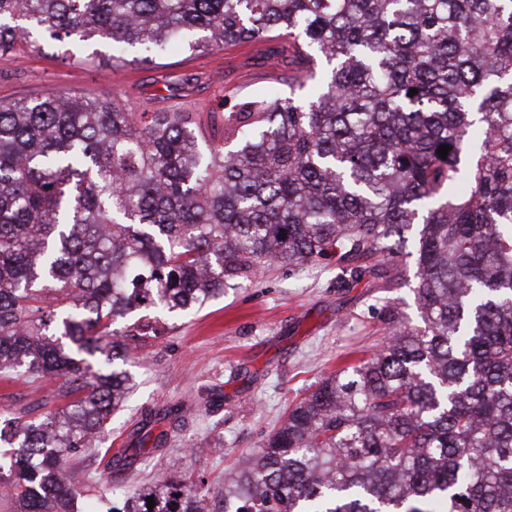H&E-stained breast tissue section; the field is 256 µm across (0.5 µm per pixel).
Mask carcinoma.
Wrapping results in <instances>:
<instances>
[{
	"label": "carcinoma",
	"instance_id": "carcinoma-1",
	"mask_svg": "<svg viewBox=\"0 0 512 512\" xmlns=\"http://www.w3.org/2000/svg\"><path fill=\"white\" fill-rule=\"evenodd\" d=\"M34 32L108 39L113 60L274 33L330 70L314 100L255 94L205 123L0 102V372L60 379L65 400L0 416V512H512V0H0L1 54ZM405 256L421 322L389 311L383 348L292 404L224 486L169 475L115 506L76 485L67 462L132 392L127 339L161 335L118 319L325 257L342 287L402 288ZM151 419L109 466L168 441Z\"/></svg>",
	"mask_w": 512,
	"mask_h": 512
}]
</instances>
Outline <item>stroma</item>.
I'll return each instance as SVG.
<instances>
[{"label":"stroma","mask_w":512,"mask_h":512,"mask_svg":"<svg viewBox=\"0 0 512 512\" xmlns=\"http://www.w3.org/2000/svg\"><path fill=\"white\" fill-rule=\"evenodd\" d=\"M108 42L76 46L42 37L0 55V100L21 101L50 90L85 99L108 96L136 111L169 106L207 116L264 90L288 91L299 67L284 39H260L189 56L170 52L149 62L106 68ZM333 260L272 265L226 289L188 316L164 318L163 335L132 343L126 370L134 389L113 415L104 447L78 455L79 468L120 499L161 473L224 484L225 472L259 451L304 389L368 357L388 334L384 304L418 323L410 287L387 290L370 275L340 288ZM58 382L0 373V414L56 405ZM160 412L154 431L167 444L146 448L124 469L108 468L145 409Z\"/></svg>","instance_id":"stroma-1"}]
</instances>
